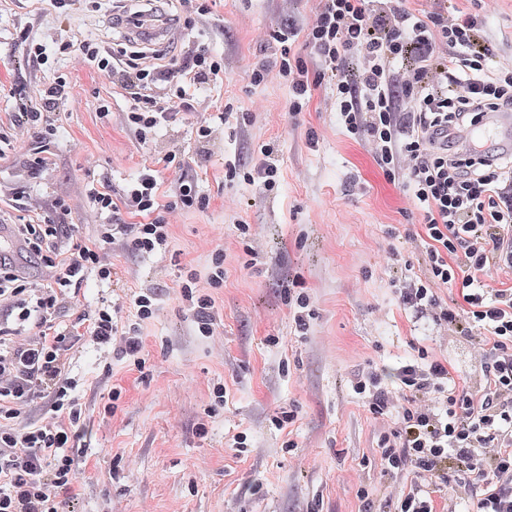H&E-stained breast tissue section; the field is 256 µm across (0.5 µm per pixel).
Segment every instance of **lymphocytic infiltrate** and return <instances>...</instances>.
Returning <instances> with one entry per match:
<instances>
[{
  "mask_svg": "<svg viewBox=\"0 0 512 512\" xmlns=\"http://www.w3.org/2000/svg\"><path fill=\"white\" fill-rule=\"evenodd\" d=\"M282 23L268 32L277 44L274 64L250 73L253 85L279 76L288 85L289 110L308 108L314 91L333 88L330 101L346 134L364 142L388 181H404L420 218L423 277L397 286L404 307L432 317L445 333L479 332V389L456 380L448 360L421 353L402 365L395 388L377 375L357 379L355 390L370 411L396 412V427L380 439L376 466L398 491L396 512H457V500L474 499L476 512H512V286L483 282L512 251V166L487 162L453 138L488 112H512V67L489 70L492 52L481 43L474 16L410 7L408 0H318L305 25L295 23L293 0H282ZM302 43L306 56L292 47ZM60 51H78L128 100L125 124L142 144L156 131L197 116L196 141L223 140L228 114H201L199 90L224 80V65L197 36L170 57L92 41L61 39ZM71 96L57 76L39 98L16 113L20 133L51 135L58 109ZM187 149L173 142L150 156L120 192L110 186L92 197L111 223L94 239L71 242L70 211L53 201L55 218L41 223L24 209L15 236L45 270L29 280L0 253V512H69L79 499L74 450L92 430L71 392L70 350L91 340L113 356L144 366L143 322L154 317V292L114 294L111 304L79 311V287L89 275L119 278L111 246L150 256L165 252L171 228L160 216L162 173L183 169ZM279 147L261 145L251 166H229L261 195L278 185ZM182 285L202 335L217 325L212 288ZM450 291L449 299L438 295ZM75 320H67V313ZM40 414H33V406Z\"/></svg>",
  "mask_w": 512,
  "mask_h": 512,
  "instance_id": "lymphocytic-infiltrate-1",
  "label": "lymphocytic infiltrate"
}]
</instances>
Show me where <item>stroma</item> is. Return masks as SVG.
<instances>
[{
	"mask_svg": "<svg viewBox=\"0 0 512 512\" xmlns=\"http://www.w3.org/2000/svg\"><path fill=\"white\" fill-rule=\"evenodd\" d=\"M99 3L93 18L44 14L35 0H0V132L9 133L20 99L38 97L56 73L72 87L56 135L0 147V224L31 199L58 198L72 210L74 234L95 237L108 217L94 209L90 189H122L139 170L146 149L125 126L121 90L77 58L53 53L39 66L24 57V30L46 45L63 29L75 40L112 42L113 0ZM280 5L212 0L207 42L226 73L222 87L202 96L256 118L185 165L210 205L172 217L167 252L113 256L121 288H152L160 297L157 315L143 325L144 369L89 344L71 353L75 396L94 425L79 459L80 512H394L383 478L365 464L393 420L370 412L354 389L357 377L374 371L395 387L398 368L423 349L460 373L480 374L469 340L440 337L431 317L400 303L395 282L424 273L414 241L418 216L406 187L387 181L363 143L342 132L335 113L321 110L330 86L290 117L287 84H251L253 65L276 57V46L258 36L278 23ZM420 7L479 15L493 47L490 67L512 62V0L485 8L475 0H421ZM271 140L283 156L277 193L264 197L243 180H225V164L250 160ZM44 150L51 168L29 175L30 161ZM241 220L264 244L252 262L237 230ZM219 247L224 282L212 294L220 324L207 337L176 294L183 275L211 273ZM393 248L402 264H387ZM294 283L315 310L304 332L285 298ZM217 384L226 391L224 406L209 414ZM115 386L122 395L109 412ZM285 409L297 417L280 429L274 418ZM240 435L242 449L234 444ZM363 489L368 498H360Z\"/></svg>",
	"mask_w": 512,
	"mask_h": 512,
	"instance_id": "stroma-1",
	"label": "stroma"
}]
</instances>
